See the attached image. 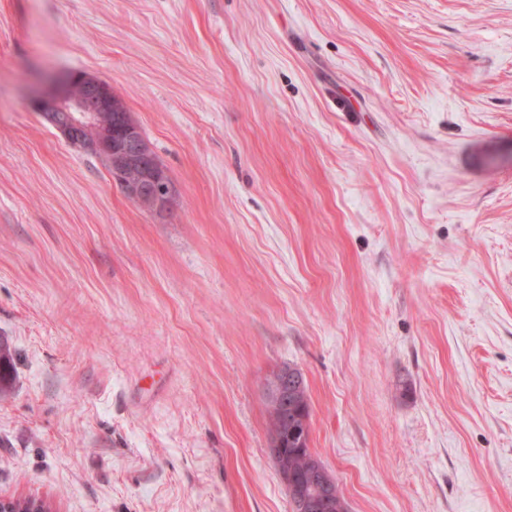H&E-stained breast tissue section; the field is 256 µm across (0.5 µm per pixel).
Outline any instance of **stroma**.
Here are the masks:
<instances>
[{"label":"stroma","mask_w":512,"mask_h":512,"mask_svg":"<svg viewBox=\"0 0 512 512\" xmlns=\"http://www.w3.org/2000/svg\"><path fill=\"white\" fill-rule=\"evenodd\" d=\"M111 85L142 208L34 95ZM0 498L291 512L306 379L349 512H512V0H0ZM303 379L295 367L285 366L278 372L277 378L266 384L268 401L273 403L285 417L279 433H275L271 440L269 453L276 464L278 475L287 489L294 511L333 512L336 509V487L333 485L332 476L319 463L313 462L315 457L312 458L306 476L308 463L304 453L311 452V448H288V440L300 447L306 442L310 447V427L306 419L310 418V405L307 388L302 391ZM300 392L299 407L306 418L301 414H293V418L288 419V409H293L298 404L297 397ZM270 407V427L274 432L278 431L281 421L277 408L271 404ZM289 449L295 450L294 454L304 452L301 456L295 455L290 463L299 478L306 476L303 480L296 478L294 473L288 469Z\"/></svg>","instance_id":"obj_1"}]
</instances>
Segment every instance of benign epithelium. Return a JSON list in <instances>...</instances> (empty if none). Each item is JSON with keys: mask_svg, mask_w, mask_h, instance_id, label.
Here are the masks:
<instances>
[{"mask_svg": "<svg viewBox=\"0 0 512 512\" xmlns=\"http://www.w3.org/2000/svg\"><path fill=\"white\" fill-rule=\"evenodd\" d=\"M34 108L73 147L104 159L112 181L135 202L150 200L152 209L164 211L171 201V183L166 170L145 150V137L130 113L123 111L112 87L87 73L72 72L52 89L41 93ZM304 386L294 367H283L278 377L266 384L268 401L283 414L295 408ZM310 442L308 420L299 414L285 419L274 434L269 453L287 489L294 512H334L336 487L320 464H310L305 479L288 469V443ZM0 512H50L41 499H0Z\"/></svg>", "mask_w": 512, "mask_h": 512, "instance_id": "1", "label": "benign epithelium"}]
</instances>
